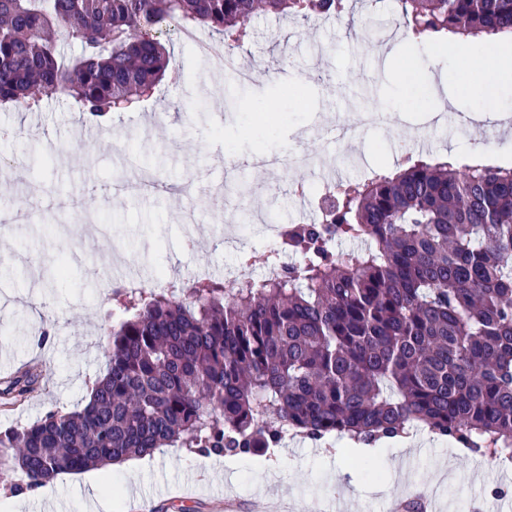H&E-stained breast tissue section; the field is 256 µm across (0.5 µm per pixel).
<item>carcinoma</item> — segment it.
<instances>
[{"label":"carcinoma","mask_w":512,"mask_h":512,"mask_svg":"<svg viewBox=\"0 0 512 512\" xmlns=\"http://www.w3.org/2000/svg\"><path fill=\"white\" fill-rule=\"evenodd\" d=\"M415 43L512 38V0H398ZM347 0H0V103L64 91L101 119L163 80L170 27L243 44L251 19L339 17ZM80 47L66 62L58 40ZM361 247L336 250V242ZM245 255L276 276L118 293L125 318L88 402L0 430V465L38 488L164 448L265 456L286 431L373 444L420 426L512 452V166L408 155L340 186L323 224ZM41 374L4 382L6 410Z\"/></svg>","instance_id":"1"}]
</instances>
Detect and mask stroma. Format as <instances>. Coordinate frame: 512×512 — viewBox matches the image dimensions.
<instances>
[{
	"instance_id": "stroma-1",
	"label": "stroma",
	"mask_w": 512,
	"mask_h": 512,
	"mask_svg": "<svg viewBox=\"0 0 512 512\" xmlns=\"http://www.w3.org/2000/svg\"><path fill=\"white\" fill-rule=\"evenodd\" d=\"M350 15L341 20L282 18L261 14L250 27L251 40L237 51L250 66L251 83L233 90L236 101L225 106L230 91L224 73L197 51L198 43L222 44L220 34L199 26L193 38L171 30L166 50L180 80L162 82L154 96L134 108L113 113L99 125L74 109L64 93L44 95L40 128L29 126L27 113L0 108V130L15 136L0 142L12 162L0 168V200L33 214L37 201L110 184L119 168L113 148L136 153L160 177L179 182L201 174L196 195L198 221L185 228L181 197L153 196L133 201L96 199L42 221L34 216L10 234L0 233V293L14 295L0 311V347L10 352L0 365V381L24 365L43 368L37 400L14 411H0V429L31 424L46 412L83 407L91 386L107 367L108 339L119 321L112 290L100 276L115 264L140 269L145 287L158 274L176 282L192 278L224 279L238 272L239 253L258 248L260 239L244 236L238 248L224 245V158L232 151L244 157L291 147L314 160L335 159L342 174L360 178L369 168L394 169L395 142L416 134L428 111L420 100L401 98L400 65L364 41L378 27L398 29V11L374 10L370 0H349ZM463 76L459 61L437 71L436 82L456 98L457 123L439 128L431 149L456 147L457 159L476 154L486 133L464 123L475 106L458 93ZM371 103L392 123L367 132L351 143L326 144L317 127L356 114ZM97 135L86 139L85 126ZM319 168L287 167L276 173L243 169L249 185L248 212L263 211L290 223L298 206L292 191L299 184L316 186ZM66 262L68 273L55 268ZM405 449L385 448L377 462L378 477L368 476L340 456L338 449L304 438L283 439L269 458L201 456L165 448L144 467L129 473L112 468L81 472L77 482L41 492L18 490L21 473L0 468V512H90L91 484L106 482L115 494V512L142 503L145 512L162 506L167 512H217L223 499L252 512L255 500L269 499L285 512H301L317 501L329 507L343 503L347 512H380L383 501L406 502L419 512L413 492L439 487L437 512H504L512 508V466L482 472L483 457L444 438L412 429ZM506 488L490 494L492 484Z\"/></svg>"
}]
</instances>
